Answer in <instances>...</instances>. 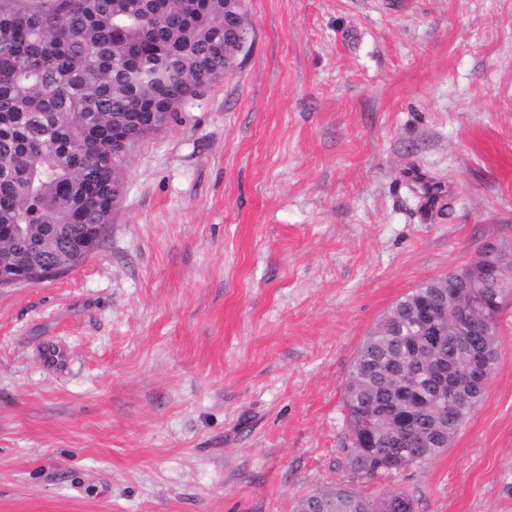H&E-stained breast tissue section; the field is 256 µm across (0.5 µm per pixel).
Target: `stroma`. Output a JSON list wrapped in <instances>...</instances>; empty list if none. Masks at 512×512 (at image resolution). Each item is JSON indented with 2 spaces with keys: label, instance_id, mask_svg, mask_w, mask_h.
<instances>
[{
  "label": "stroma",
  "instance_id": "obj_1",
  "mask_svg": "<svg viewBox=\"0 0 512 512\" xmlns=\"http://www.w3.org/2000/svg\"><path fill=\"white\" fill-rule=\"evenodd\" d=\"M250 52L123 167L101 248L0 288V512H512V296L442 453L349 468L344 387L422 282L512 245V0H248ZM331 489H334V490H331ZM331 489L320 491V492H317V493H314V494H311V495H308V496L302 498V500L298 504V508L300 507V504L306 500L307 506L309 507L310 510H312L311 512H357L352 509L340 511V508H338L337 505H336V511H331V510H334V505L332 504L331 499H326L323 501V498H324L326 492H329L330 494H333L335 492L336 495H340V496L348 495L349 493L362 496L358 491H356L352 488L336 487V488H331Z\"/></svg>",
  "mask_w": 512,
  "mask_h": 512
}]
</instances>
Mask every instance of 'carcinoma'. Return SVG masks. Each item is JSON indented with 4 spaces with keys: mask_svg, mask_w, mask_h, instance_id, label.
I'll list each match as a JSON object with an SVG mask.
<instances>
[{
    "mask_svg": "<svg viewBox=\"0 0 512 512\" xmlns=\"http://www.w3.org/2000/svg\"><path fill=\"white\" fill-rule=\"evenodd\" d=\"M224 0H0V226L19 224L28 236L50 224H91L112 211V182L122 180L119 134L130 112L150 117L228 74L224 69ZM472 289L451 275L425 281L398 300L366 337L344 391L348 435L344 450L361 479L390 473L440 452L429 445L434 419L448 417V447L485 390L457 367L451 328L426 350L413 313ZM445 360L467 403L448 413L432 375ZM414 417L413 432L394 438L379 424L390 408ZM379 429L364 457L357 429ZM312 512H331L320 491L304 497Z\"/></svg>",
    "mask_w": 512,
    "mask_h": 512,
    "instance_id": "carcinoma-1",
    "label": "carcinoma"
}]
</instances>
